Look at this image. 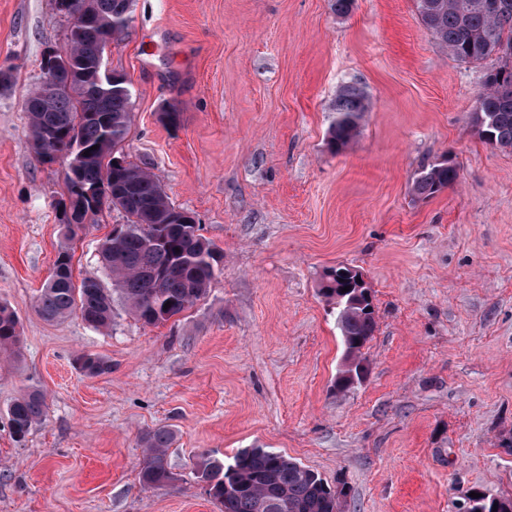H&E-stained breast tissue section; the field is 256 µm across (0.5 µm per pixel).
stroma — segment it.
<instances>
[{"label":"stroma","mask_w":512,"mask_h":512,"mask_svg":"<svg viewBox=\"0 0 512 512\" xmlns=\"http://www.w3.org/2000/svg\"><path fill=\"white\" fill-rule=\"evenodd\" d=\"M54 0H0V302L21 326L0 351V512H221L196 460L283 453L343 483L342 512H458L481 490L512 499V150L470 116L497 57L465 64L423 27L414 0H134L107 68L126 75L125 150L224 260L177 319L138 322L121 302L95 331L35 308L58 251L101 274L119 210L67 241L64 163L40 164L24 101L44 51L66 44ZM362 85L360 136L332 154L330 105ZM180 114L178 127L160 119ZM453 156L457 184L412 192ZM363 274L377 328L366 379L339 393L343 356L328 268ZM111 371L86 376L77 356ZM37 389L46 414L18 443L7 410ZM173 433V481L140 483L148 431Z\"/></svg>","instance_id":"1"}]
</instances>
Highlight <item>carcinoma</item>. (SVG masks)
<instances>
[{"instance_id": "cac0c4a2", "label": "carcinoma", "mask_w": 512, "mask_h": 512, "mask_svg": "<svg viewBox=\"0 0 512 512\" xmlns=\"http://www.w3.org/2000/svg\"><path fill=\"white\" fill-rule=\"evenodd\" d=\"M480 2L416 0V9L422 25L454 60L471 63L493 55L505 60L486 73L470 126L485 143L512 148V0H499L495 13L484 11ZM132 6L133 0H95L91 16L73 33L71 91L50 94L37 84L25 101L37 160L45 164L63 159L72 172L65 179V189L75 196L64 208L66 237L74 239L86 217L92 218L105 208L120 210L127 218L121 232L108 235L100 248L112 287L94 274L75 282L72 254L63 248L37 297L36 308L44 319L76 316L95 330L112 322L114 291L146 325L157 326L181 316L206 293L222 258L190 214L180 221L174 218L175 204L147 169L129 160L123 166L112 163V156L124 151L129 133L131 91L123 77L111 84L99 82L96 60L105 52V41L116 39L128 28ZM331 110L334 117L327 146L340 154L361 131L368 112L366 91L354 82L340 85ZM458 178L454 160L445 164L437 161L419 172L413 190L416 196L427 198L452 186ZM92 188L101 191L93 201L83 194ZM346 272V266L326 270L320 293L336 299L338 289L345 287L341 278ZM335 310L344 361L333 389L344 392L351 364L362 363L361 349L376 326L368 288H361L359 296L347 294L336 303ZM21 343L20 322L1 302L0 350L17 353ZM81 369L95 377L108 372L109 366L100 357L86 354L81 357ZM45 409L44 395L37 389L11 404L8 423L15 441L26 439ZM172 440V432L164 428L143 438L146 456L140 481L144 487L159 488L173 480L168 462ZM195 475L224 512H341L343 490L331 487L300 462L268 448H241L223 461L203 455L196 462ZM494 509L512 512V500L487 492L468 498L467 512Z\"/></svg>"}]
</instances>
